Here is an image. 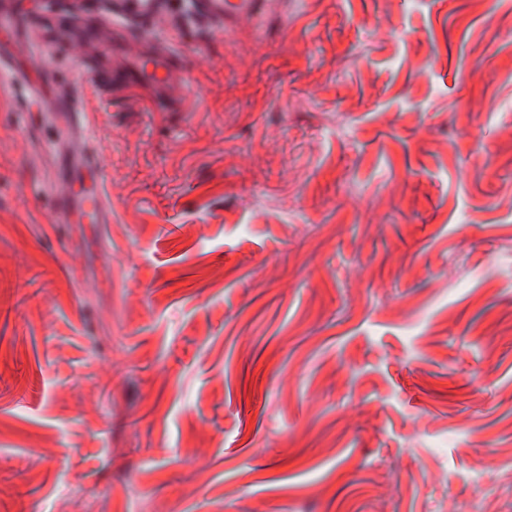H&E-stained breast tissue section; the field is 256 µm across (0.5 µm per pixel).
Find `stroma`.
Here are the masks:
<instances>
[{"label": "stroma", "mask_w": 512, "mask_h": 512, "mask_svg": "<svg viewBox=\"0 0 512 512\" xmlns=\"http://www.w3.org/2000/svg\"><path fill=\"white\" fill-rule=\"evenodd\" d=\"M179 112L98 113L108 224L0 70V512H512V0L155 18ZM77 138L60 153L59 178L64 186L55 206V221L62 224H108L112 214L105 193V175ZM82 186L77 192L76 186Z\"/></svg>", "instance_id": "35a3bbf8"}]
</instances>
